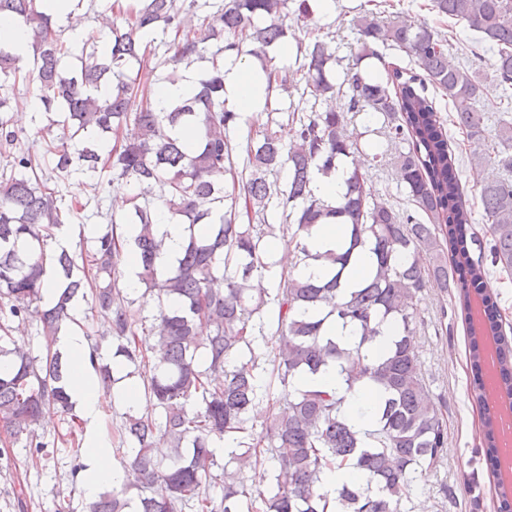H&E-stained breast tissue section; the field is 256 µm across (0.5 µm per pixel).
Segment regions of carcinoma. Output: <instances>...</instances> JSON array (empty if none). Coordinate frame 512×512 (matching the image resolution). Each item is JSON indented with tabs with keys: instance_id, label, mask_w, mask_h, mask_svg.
Instances as JSON below:
<instances>
[{
	"instance_id": "1",
	"label": "carcinoma",
	"mask_w": 512,
	"mask_h": 512,
	"mask_svg": "<svg viewBox=\"0 0 512 512\" xmlns=\"http://www.w3.org/2000/svg\"><path fill=\"white\" fill-rule=\"evenodd\" d=\"M290 0H220L214 13L190 16L211 6L209 0H129L118 8L106 50L77 48L61 39L59 20L43 0H0V17H12L31 36L32 54L24 61L0 44V147L8 160L0 168V313L31 317L54 336L75 320L80 298L110 317L112 363H94L106 389L115 385V366L146 374L152 411L129 413L119 446L129 445L127 478L119 492L105 491L86 512H410L418 469L431 467L447 447L442 412L430 396L416 354L417 312L413 301L430 281L458 291L469 335L474 369L472 393L483 402L482 339L497 337L499 388L512 396V337L503 331L500 310L489 288L490 274L468 243L481 245L471 231L473 212L463 199L457 158L448 140L433 87L451 103L454 123L473 145L472 161L493 162L512 173L508 149L490 156L483 148L486 116L479 108L481 77L448 62L447 40L425 24L383 20L365 13L358 24L356 62L336 77V49L325 40L297 47L302 64H272L269 51L286 37ZM440 16L463 20L495 54L494 78L512 90V0H433ZM155 42L169 46V63L189 65L209 59L195 93L168 106L156 98L154 80L139 66ZM388 50L406 53L411 67L386 64ZM253 56L267 76L266 94L288 91L302 75L314 105L295 106L279 129L266 127L246 138L243 197L226 193L233 173L231 133L242 113L225 106L224 57ZM377 60L383 71L361 69ZM35 85L43 113L54 116L61 142L41 153L12 152L18 140L11 129L8 89ZM111 93L98 95L101 87ZM346 93L349 111L368 110L387 120L388 136L406 144L397 164L414 212L398 211L378 200L360 170L346 179L340 202L331 207L311 189L314 176L336 168V159L360 151L348 133L346 113L321 111L322 99ZM132 182L138 193L121 216H110L93 238L94 248L79 255L65 247L50 249L54 230L65 223L58 186L74 174L97 186L102 170ZM288 169V182L274 177ZM483 220L492 238L493 264L512 272V179L481 185ZM187 225L183 251L165 268L156 260L164 240L155 232L158 211ZM281 216L288 244L299 261L322 260L327 280L282 272L277 286L264 285L275 266L264 238L268 215ZM426 216L424 224L420 216ZM343 224L338 251L312 254L306 241L320 224ZM134 229L136 262L144 294L156 298L158 314L146 318L131 309L119 281L129 266L128 230ZM447 244L449 261L422 269L421 253H438ZM375 255L361 286L341 291L359 248ZM50 275L58 288L52 303L43 300ZM483 302V317L473 326L471 303ZM352 328L347 347L324 337L328 318ZM386 323L396 336L380 352L366 348ZM273 355L271 375L281 394L258 434L248 430L253 406L266 392L259 382V356ZM16 356L0 374V427L4 444L26 439L43 448L35 426L45 409L72 410L64 377L68 360L48 353L29 356L0 324V354ZM334 362L347 390L370 385L382 395L375 429L356 430L344 416V397L334 391L294 385ZM485 455L489 465L500 453L498 421L485 417ZM172 454L158 457L157 443ZM228 445L221 473L214 445ZM266 466L269 487L248 486L246 469ZM354 468L363 484H344L330 496L322 477ZM222 484L215 502L210 488Z\"/></svg>"
}]
</instances>
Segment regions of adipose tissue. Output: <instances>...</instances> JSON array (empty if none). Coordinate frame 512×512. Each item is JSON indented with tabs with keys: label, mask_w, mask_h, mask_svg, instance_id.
Returning <instances> with one entry per match:
<instances>
[{
	"label": "adipose tissue",
	"mask_w": 512,
	"mask_h": 512,
	"mask_svg": "<svg viewBox=\"0 0 512 512\" xmlns=\"http://www.w3.org/2000/svg\"><path fill=\"white\" fill-rule=\"evenodd\" d=\"M266 80L260 66L228 56L224 59V98L228 108L247 114L251 119H261L266 108ZM54 349L65 354L70 362L66 389L74 408L88 424H95L106 394L90 374L91 350L83 333L76 324L64 326L53 342ZM302 389H327L346 397L344 413L359 431L373 429L376 411L380 403L379 392L371 386L347 390L336 365H328L316 374L297 378ZM124 470L116 466L105 447L97 440H90L84 456V492L87 498H95L104 489L123 483Z\"/></svg>",
	"instance_id": "ef3b65f1"
}]
</instances>
